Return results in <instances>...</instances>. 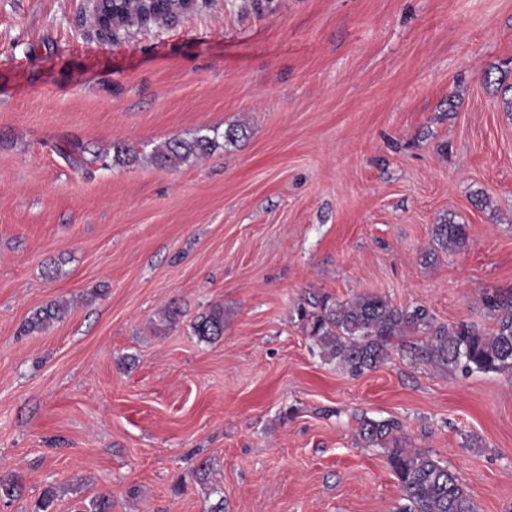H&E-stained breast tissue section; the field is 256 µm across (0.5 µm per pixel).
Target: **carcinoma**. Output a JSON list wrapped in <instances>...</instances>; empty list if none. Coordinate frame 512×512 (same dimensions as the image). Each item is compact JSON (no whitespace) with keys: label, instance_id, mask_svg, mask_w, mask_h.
<instances>
[{"label":"carcinoma","instance_id":"carcinoma-1","mask_svg":"<svg viewBox=\"0 0 512 512\" xmlns=\"http://www.w3.org/2000/svg\"><path fill=\"white\" fill-rule=\"evenodd\" d=\"M193 8L188 0H99L94 16L99 29L118 31L146 27ZM216 147L217 137L198 133L156 146L151 158L161 167L177 168ZM59 152L85 168L107 158L80 139L66 141V147ZM467 240L466 224L448 220L434 225L433 241L440 249L460 250ZM482 304L496 318V327L490 333L466 321L437 325L425 307H398L378 294H363L349 301L324 295L314 303V311L301 308L299 316L307 321L309 336L352 376L383 363L392 337L417 331L428 335L425 353L431 360L465 372H512V290L488 291ZM64 312L61 304L42 308L28 320L26 329L43 330ZM191 328L202 341L224 336V308L213 306L200 313ZM399 432L400 424L393 419L365 417L360 421L361 440L368 447L383 450L402 488L404 503L397 512H477L468 487L430 454L407 447Z\"/></svg>","mask_w":512,"mask_h":512}]
</instances>
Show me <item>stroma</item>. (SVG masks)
I'll return each instance as SVG.
<instances>
[{
  "label": "stroma",
  "instance_id": "35a3bbf8",
  "mask_svg": "<svg viewBox=\"0 0 512 512\" xmlns=\"http://www.w3.org/2000/svg\"><path fill=\"white\" fill-rule=\"evenodd\" d=\"M510 59L512 0H199L111 41L87 0H0V479L22 483L0 512L48 488L53 512H396L365 416L512 512V373L437 364L417 332L354 377L297 316L374 293L493 331L512 112L485 74ZM231 125L205 158H150ZM75 137L137 159L81 167L56 150ZM448 219L462 250L432 240ZM433 241L443 250H460L466 246L468 240V225L448 220L443 224L434 225ZM65 312L61 304H50L49 306L36 311L28 320L27 331H40L49 327L55 320L60 319ZM192 331L203 341H213L224 335V308L213 306L200 313L191 324Z\"/></svg>",
  "mask_w": 512,
  "mask_h": 512
}]
</instances>
